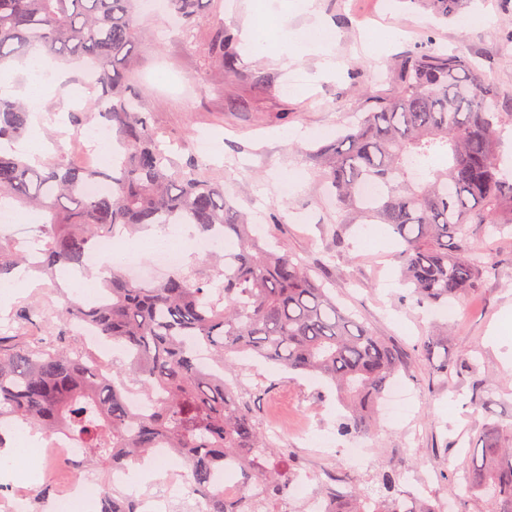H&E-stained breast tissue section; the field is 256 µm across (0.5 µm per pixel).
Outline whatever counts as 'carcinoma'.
Wrapping results in <instances>:
<instances>
[{"label": "carcinoma", "instance_id": "carcinoma-1", "mask_svg": "<svg viewBox=\"0 0 512 512\" xmlns=\"http://www.w3.org/2000/svg\"><path fill=\"white\" fill-rule=\"evenodd\" d=\"M203 0H167L180 26L201 16ZM445 18L465 0H414ZM140 0H0V62L32 46L83 62L93 75L91 107L112 130L120 162L104 170L65 163L37 167L21 153L0 150V201L39 207L41 244L27 249L0 238V278L25 265L49 277L85 269L88 255L119 229L195 224L234 247L212 255L214 275L175 271L141 283L114 268L108 302L68 300L46 313L23 306L24 325L55 318V337L0 336V423L19 420L63 431L87 449L91 467L123 468L161 442L189 468L193 489L209 494L208 512H280L294 473L288 451L263 432L253 409L224 381L231 355L253 353L336 386L345 436H368L373 411L403 367L399 350L347 314L308 267L273 249L193 158L183 164L160 145L128 87L125 62L140 29ZM512 122L486 73L459 53L417 50L401 65L397 94L366 98L360 117L334 143L309 152L326 172L347 223L387 225L398 240L405 282L416 303L446 305L472 291L493 259L473 244L476 230L493 236L512 228V176L498 153L502 126ZM32 126L29 107L0 93V145H14ZM446 155L448 167L434 169ZM371 182L377 194L359 195ZM89 183L107 191L86 192ZM77 323L131 354L112 368L66 344ZM207 351L215 368L199 365ZM137 389L155 396L139 415L127 399ZM239 461V492L211 494L224 461ZM468 477L486 512H512V423L492 424ZM101 512H134V500L102 486ZM333 512H438L399 490L393 472L371 492L356 485L336 495Z\"/></svg>", "mask_w": 512, "mask_h": 512}]
</instances>
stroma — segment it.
I'll return each instance as SVG.
<instances>
[{"instance_id": "1", "label": "stroma", "mask_w": 512, "mask_h": 512, "mask_svg": "<svg viewBox=\"0 0 512 512\" xmlns=\"http://www.w3.org/2000/svg\"><path fill=\"white\" fill-rule=\"evenodd\" d=\"M380 2L315 0L318 18L336 28L339 68L332 75L319 74L316 58L285 70L274 55L285 32L310 22L298 0H206L204 20L173 31L165 14L145 12L126 62L128 84L175 160L193 157L202 163L269 242L308 263L338 304L404 355L398 377L406 386L403 402L415 431L407 438L375 423L369 464L356 471L341 454L320 453L302 435L314 425L337 436L343 410L333 387L253 358L225 369V379L237 384L261 426L276 422L287 429L277 443L314 473L313 489L331 475L366 488L392 470L401 478L411 473L432 479L429 496L442 501L445 512H485L484 502L466 495L462 484L466 453L481 446L486 426L512 422V231L480 239L497 267L460 302V317L447 320L442 311L409 298L395 259L399 246L387 226L346 223L309 152L341 135L366 96L394 97L401 60L417 49L464 51L512 101V0H470L460 17L445 21L413 0H388L385 11ZM483 12L491 23L461 26V16ZM383 26L399 29L401 38L366 48L365 40ZM220 29L234 38V65L211 50ZM249 29L264 52L246 53L243 35ZM59 68L65 83L52 86L42 101L43 119L34 136L50 146L46 161L76 163L79 154L64 144L60 119L83 112L87 126L97 120L88 114L82 63L63 62ZM295 129L314 135L305 141L284 138V131ZM202 136L210 142L205 152L197 145ZM284 171L298 178L285 196L280 193ZM442 322L448 334L440 340L463 365L449 378L436 373L423 354ZM476 383L486 390L481 404L471 399Z\"/></svg>"}]
</instances>
